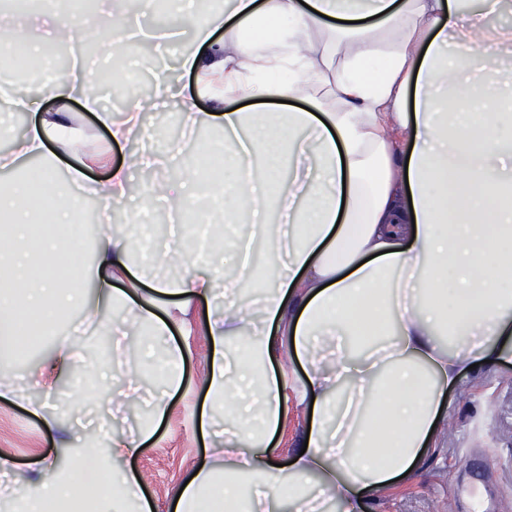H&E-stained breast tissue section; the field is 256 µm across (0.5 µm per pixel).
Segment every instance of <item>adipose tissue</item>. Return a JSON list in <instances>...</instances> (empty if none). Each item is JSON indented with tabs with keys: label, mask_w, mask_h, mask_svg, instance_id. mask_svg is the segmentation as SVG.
I'll return each mask as SVG.
<instances>
[{
	"label": "adipose tissue",
	"mask_w": 512,
	"mask_h": 512,
	"mask_svg": "<svg viewBox=\"0 0 512 512\" xmlns=\"http://www.w3.org/2000/svg\"><path fill=\"white\" fill-rule=\"evenodd\" d=\"M123 0H100L93 22L42 0L18 24L28 51L91 34L129 40ZM512 0H224L197 25L179 64L215 101L195 111L166 77L121 116L101 107L80 69L49 87L42 111L29 90L11 89V109L35 123L0 158L68 147L71 101H81L126 146L102 181L57 188V161L0 191V353L31 336H55L73 306L99 323L112 314V379L119 400L138 396L142 363L166 391L180 390L188 354L174 340L178 312L203 299L209 338V401L223 400L231 426L182 483L174 512H365L366 499L414 475L443 419L444 399L470 365L512 363V27L494 19ZM381 60L379 75L368 65ZM302 100L299 108L289 107ZM178 102L190 123L223 131L224 221L238 230L223 249L186 256L184 237L132 259L128 234L104 229L84 262L64 227L76 223L83 192L101 213L124 208L135 168L176 163L134 148L147 113ZM197 167L150 183L151 199L180 217L194 206ZM232 256L257 293L230 298ZM182 263L175 279L145 278L147 264ZM142 326L137 349L123 340ZM168 337L160 360L151 340ZM303 376L288 372L290 364ZM311 410L303 455L277 466L273 440L289 397ZM47 422L69 449L68 470L29 479L11 512H152L126 464L143 438L92 440L75 449L67 427Z\"/></svg>",
	"instance_id": "ef3b65f1"
}]
</instances>
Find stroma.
I'll return each instance as SVG.
<instances>
[{
	"instance_id": "stroma-1",
	"label": "stroma",
	"mask_w": 512,
	"mask_h": 512,
	"mask_svg": "<svg viewBox=\"0 0 512 512\" xmlns=\"http://www.w3.org/2000/svg\"><path fill=\"white\" fill-rule=\"evenodd\" d=\"M70 55L82 56L90 74L111 69L116 58L129 65L126 84L154 87L157 74H166L179 85L183 98L192 100L196 111H213L215 103L197 92L195 75L178 68V48L157 53L147 41L125 45L87 47L76 42ZM70 126L78 154L69 156V165H85L90 178H101L106 169L103 155L119 161L122 153L113 145L108 132L79 104H71ZM149 172L132 175L131 199L125 210L116 212L117 224L131 222L133 215L148 217L151 223L167 222L165 210L145 203L143 190L152 180ZM206 304L196 301L183 315L175 337L189 348L180 391L166 395L168 408L144 443L132 468L144 478L143 489L155 512H172L174 494L191 474L211 439L200 428L201 413L208 408L204 380L207 374L208 338L203 327ZM53 339H46L18 360L6 362L13 389L0 398V455L12 464L14 485H25L32 471L53 464L63 472L68 458L54 444V435L43 417L33 410L39 394L31 381L40 372L52 350ZM93 413L102 415L106 432L101 446H108L111 435L135 436L145 418L136 405L114 408L112 403L91 404ZM448 425L422 461L410 481L379 492L368 503V512H512V365L490 363L465 373L448 394L445 404Z\"/></svg>"
}]
</instances>
